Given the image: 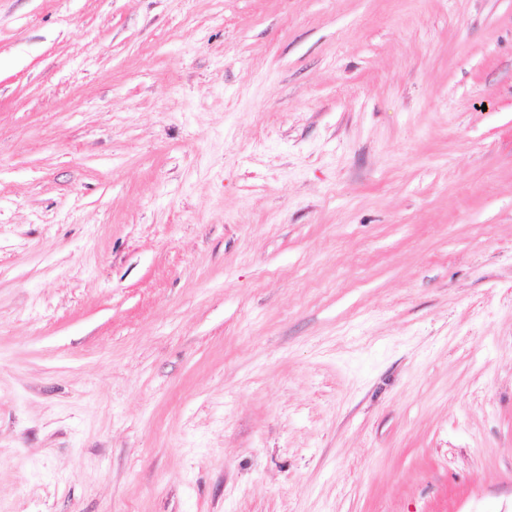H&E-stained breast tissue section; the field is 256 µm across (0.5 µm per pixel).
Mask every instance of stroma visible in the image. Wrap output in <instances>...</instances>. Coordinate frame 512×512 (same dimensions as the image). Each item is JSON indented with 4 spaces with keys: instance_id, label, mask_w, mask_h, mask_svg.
<instances>
[{
    "instance_id": "stroma-1",
    "label": "stroma",
    "mask_w": 512,
    "mask_h": 512,
    "mask_svg": "<svg viewBox=\"0 0 512 512\" xmlns=\"http://www.w3.org/2000/svg\"><path fill=\"white\" fill-rule=\"evenodd\" d=\"M0 512H512V0H0Z\"/></svg>"
}]
</instances>
